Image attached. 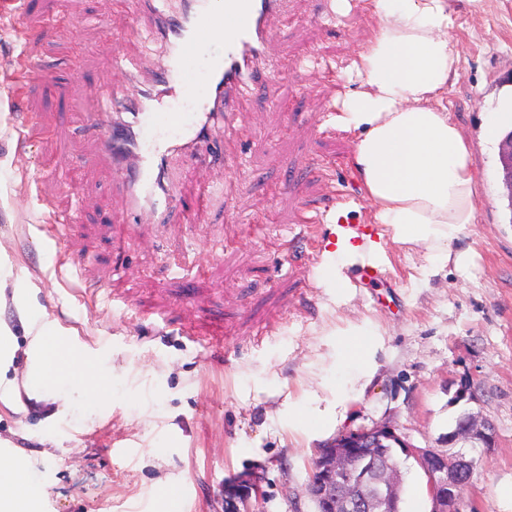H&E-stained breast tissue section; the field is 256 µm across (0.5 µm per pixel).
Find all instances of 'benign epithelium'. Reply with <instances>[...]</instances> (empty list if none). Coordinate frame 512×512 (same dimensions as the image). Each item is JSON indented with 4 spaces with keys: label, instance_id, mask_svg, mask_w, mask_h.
<instances>
[{
    "label": "benign epithelium",
    "instance_id": "benign-epithelium-1",
    "mask_svg": "<svg viewBox=\"0 0 512 512\" xmlns=\"http://www.w3.org/2000/svg\"><path fill=\"white\" fill-rule=\"evenodd\" d=\"M460 440L488 446L493 441V430L474 414L466 413L459 426L447 435L450 445ZM377 448H391L394 453L416 461L427 477L430 512H459L471 459L459 455L450 463L446 454L408 445L390 426L341 434L321 447L307 485L317 512H363L372 503L395 512L400 484L398 466L375 452ZM258 482L255 476L246 484L224 489L230 512H252L251 492L258 490Z\"/></svg>",
    "mask_w": 512,
    "mask_h": 512
}]
</instances>
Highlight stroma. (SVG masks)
<instances>
[{"label": "stroma", "mask_w": 512, "mask_h": 512, "mask_svg": "<svg viewBox=\"0 0 512 512\" xmlns=\"http://www.w3.org/2000/svg\"><path fill=\"white\" fill-rule=\"evenodd\" d=\"M334 5L288 0L287 24L273 26L267 56L301 62L279 88L287 110L258 86L206 159L179 169L186 202L207 185L223 195L198 208L195 223L146 211L132 230L85 115L99 92L129 94L151 81L158 47L125 40L133 18L112 0H26L0 22V266L112 379L107 406L74 401L44 423L25 378L26 331L11 287L0 290V320L19 347L8 372L17 405L0 403V456L32 465L46 491L42 512H170L169 486L186 494L189 512H226L225 486L252 474L258 512H316L306 487L324 440L306 438L288 406L350 385L359 366L342 362L336 331L369 325L377 370L331 436L388 425L444 453V434L475 413L494 440L452 447L474 460L460 512H512L500 494L512 485V224L500 135L489 129L495 81L512 68V0L453 3L461 72L446 99L471 148L478 212L451 249L474 253V265L421 281L425 246L389 243L379 278L356 284L360 266L350 264L340 294L319 279L328 258L307 247L296 222L303 207L321 208L325 238L338 212L360 231L371 221L352 169L354 136L327 115L341 106L374 16L362 0L342 13ZM115 36L139 57L135 74L114 69ZM24 63L49 77L19 93ZM235 157L242 166L226 169ZM463 382L469 399L452 403ZM400 468V512H430L424 472L411 458Z\"/></svg>", "instance_id": "obj_1"}]
</instances>
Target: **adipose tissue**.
Returning a JSON list of instances; mask_svg holds the SVG:
<instances>
[{"mask_svg":"<svg viewBox=\"0 0 512 512\" xmlns=\"http://www.w3.org/2000/svg\"><path fill=\"white\" fill-rule=\"evenodd\" d=\"M377 18L357 65V86L336 116L354 133L353 171L363 183L373 219L388 241L426 246L422 277L447 265L465 268L469 253L449 245L477 210L476 176L469 142L444 102L460 75V58L450 36L455 17L450 0H374ZM381 266L386 253L368 235L337 230L329 283L342 289V268L356 259ZM13 304L26 323L29 364L25 376L36 400L49 401V384L67 398L103 401L106 384L89 363L71 356L60 368L53 351L55 326L42 320L25 289ZM44 488L29 462L17 457L0 464V512H41Z\"/></svg>","mask_w":512,"mask_h":512,"instance_id":"1","label":"adipose tissue"}]
</instances>
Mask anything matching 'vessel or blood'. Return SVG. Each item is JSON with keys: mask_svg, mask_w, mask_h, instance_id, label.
<instances>
[{"mask_svg": "<svg viewBox=\"0 0 512 512\" xmlns=\"http://www.w3.org/2000/svg\"><path fill=\"white\" fill-rule=\"evenodd\" d=\"M115 2L124 12L150 18L143 37L163 40L165 63L152 85L101 99L91 122L104 128L102 149L119 173L129 218L148 208L164 219L181 204L171 178L174 161L202 150L211 132L232 126L257 82H265L271 101H278L290 64L266 69L264 53L274 20L286 15L285 0H224L220 10L213 0H179L174 12L167 0ZM198 57L205 100L190 111L196 85L188 64Z\"/></svg>", "mask_w": 512, "mask_h": 512, "instance_id": "1", "label": "vessel or blood"}]
</instances>
